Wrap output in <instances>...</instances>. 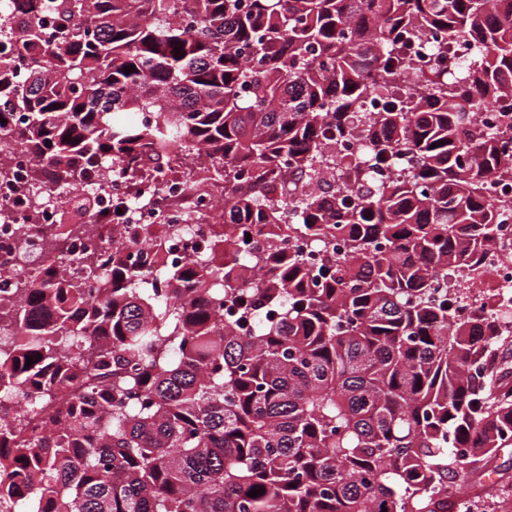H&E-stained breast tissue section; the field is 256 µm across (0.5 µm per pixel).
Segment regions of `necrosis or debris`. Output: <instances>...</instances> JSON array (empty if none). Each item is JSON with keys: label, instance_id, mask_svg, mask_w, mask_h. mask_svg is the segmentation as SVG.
<instances>
[{"label": "necrosis or debris", "instance_id": "necrosis-or-debris-1", "mask_svg": "<svg viewBox=\"0 0 512 512\" xmlns=\"http://www.w3.org/2000/svg\"><path fill=\"white\" fill-rule=\"evenodd\" d=\"M143 193L166 200L170 209L167 216L161 217L151 207L137 206L135 223L184 225L194 237L207 235V220L214 216L219 205L217 196L206 188L187 192L184 177L175 171L145 185ZM125 194V182L112 178L106 195L94 205L85 234L71 238L68 249L60 251L48 246L43 234L45 228L59 225V201L43 189L37 191L27 216L0 224V297L9 295L24 282L29 269L42 265L65 269L72 267L77 256L102 257L110 253L113 240L125 239L128 233L121 230L108 234L103 221L112 209L113 200ZM487 197L505 218L481 260L449 275L448 294L458 300L460 315L477 309L485 311L496 324L499 335L507 336L512 335V176L489 179Z\"/></svg>", "mask_w": 512, "mask_h": 512}]
</instances>
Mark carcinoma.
<instances>
[{
  "label": "carcinoma",
  "instance_id": "carcinoma-1",
  "mask_svg": "<svg viewBox=\"0 0 512 512\" xmlns=\"http://www.w3.org/2000/svg\"><path fill=\"white\" fill-rule=\"evenodd\" d=\"M21 2L0 19V136L63 223H85L96 164L136 193L198 154L222 213L184 264L147 268L155 231L117 201L129 243L0 300V512H447L448 477L512 447V383L470 373L499 337L434 295L502 220L484 181L512 175V126L473 133L463 103L512 89V0ZM438 33L482 62L440 41L416 67L404 35ZM379 90L399 106L357 116ZM336 136L363 163L333 159ZM299 181L285 226L272 194ZM476 485L512 504L511 481Z\"/></svg>",
  "mask_w": 512,
  "mask_h": 512
}]
</instances>
